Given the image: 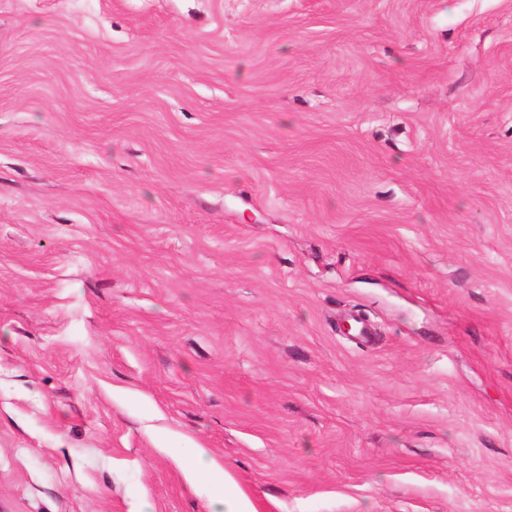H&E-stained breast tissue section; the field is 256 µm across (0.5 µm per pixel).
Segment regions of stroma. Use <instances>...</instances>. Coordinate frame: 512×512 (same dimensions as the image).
Segmentation results:
<instances>
[{
	"label": "stroma",
	"instance_id": "1",
	"mask_svg": "<svg viewBox=\"0 0 512 512\" xmlns=\"http://www.w3.org/2000/svg\"><path fill=\"white\" fill-rule=\"evenodd\" d=\"M195 448L512 512V0H0V512H221Z\"/></svg>",
	"mask_w": 512,
	"mask_h": 512
}]
</instances>
